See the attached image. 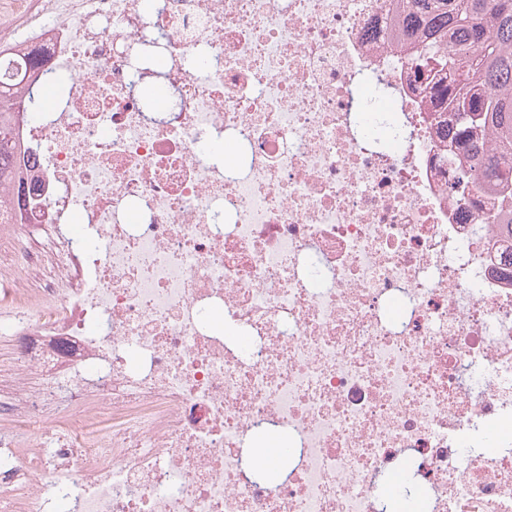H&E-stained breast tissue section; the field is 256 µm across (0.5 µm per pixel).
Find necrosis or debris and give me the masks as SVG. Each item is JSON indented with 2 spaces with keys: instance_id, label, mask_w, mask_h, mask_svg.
<instances>
[{
  "instance_id": "1",
  "label": "necrosis or debris",
  "mask_w": 512,
  "mask_h": 512,
  "mask_svg": "<svg viewBox=\"0 0 512 512\" xmlns=\"http://www.w3.org/2000/svg\"><path fill=\"white\" fill-rule=\"evenodd\" d=\"M391 9L0 0V512H389L407 462L424 512H512V248L438 170ZM17 165L11 129L2 122L0 124V178L15 172Z\"/></svg>"
}]
</instances>
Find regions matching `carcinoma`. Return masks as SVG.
Here are the masks:
<instances>
[{
  "instance_id": "1",
  "label": "carcinoma",
  "mask_w": 512,
  "mask_h": 512,
  "mask_svg": "<svg viewBox=\"0 0 512 512\" xmlns=\"http://www.w3.org/2000/svg\"><path fill=\"white\" fill-rule=\"evenodd\" d=\"M387 41L445 143L441 163L489 199L492 220L512 239V0H392ZM12 132L0 124V178L16 171ZM405 474L384 479L404 510L421 512Z\"/></svg>"
}]
</instances>
